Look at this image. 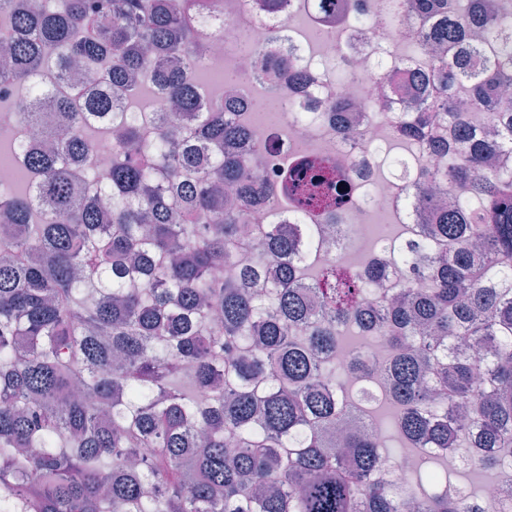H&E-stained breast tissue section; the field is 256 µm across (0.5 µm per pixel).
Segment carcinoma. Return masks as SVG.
Returning a JSON list of instances; mask_svg holds the SVG:
<instances>
[{
    "instance_id": "cac0c4a2",
    "label": "carcinoma",
    "mask_w": 512,
    "mask_h": 512,
    "mask_svg": "<svg viewBox=\"0 0 512 512\" xmlns=\"http://www.w3.org/2000/svg\"><path fill=\"white\" fill-rule=\"evenodd\" d=\"M191 2L0 0L12 33L0 84L107 58L126 97L149 75L156 110L189 113L150 138L115 111L110 83L15 102L41 143L27 156L35 181L0 189V512H489L448 494L439 464L464 448L495 476L512 468V168L491 167L512 153V10L389 0L368 18L371 35L413 19L411 53L391 65L424 56L427 71L404 83L393 134L437 149L448 129V168L413 165L403 181L410 199L448 204L402 241L379 229L370 268L327 256L307 282L318 224L256 227L262 263L238 261L243 225L267 204L246 124L275 111L253 99L239 120L194 96ZM288 41L284 25L262 48L239 35L243 64L224 87L277 66L271 95L285 97L299 76ZM461 86L492 130L456 109ZM95 126L114 152L104 177L81 164ZM337 179L332 161L283 175L298 211L336 226ZM352 326L382 343L398 439L438 464L404 496L372 477L387 444L344 392L369 369L336 362Z\"/></svg>"
}]
</instances>
